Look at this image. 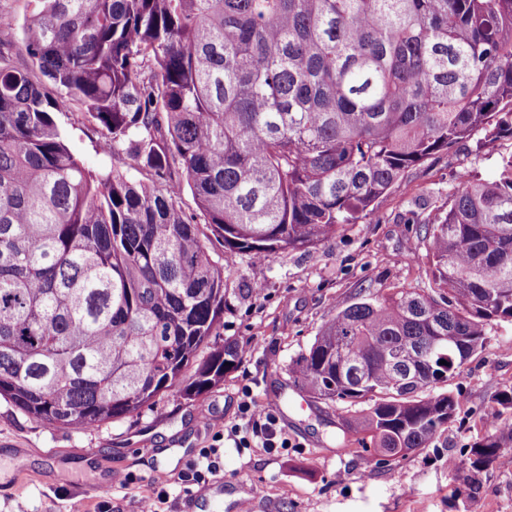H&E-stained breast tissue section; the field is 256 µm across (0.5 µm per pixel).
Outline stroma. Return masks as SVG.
Masks as SVG:
<instances>
[{
    "mask_svg": "<svg viewBox=\"0 0 512 512\" xmlns=\"http://www.w3.org/2000/svg\"><path fill=\"white\" fill-rule=\"evenodd\" d=\"M73 150L93 173L112 169L98 151L99 133L75 114L62 116ZM512 139L495 153L474 143L442 151L407 171L376 212L309 252L285 249L265 263L230 259L225 273L224 335L242 349L223 383L186 397L174 386L153 409L94 430L50 429L0 399V512H239L240 500L259 512H512V448L486 468L470 467L469 447L491 429L482 417L492 398L512 386V324L491 329L482 351L449 384L460 411L431 447L378 465L356 448L336 445V405L301 407L288 366L322 326L356 298L392 288L430 292L425 243L418 229L448 208L458 171L495 175ZM278 401V427L290 447L221 446L207 482L220 495L189 502L195 485L180 473L200 449L216 446L241 422L240 404ZM164 449L156 463L143 448Z\"/></svg>",
    "mask_w": 512,
    "mask_h": 512,
    "instance_id": "stroma-1",
    "label": "stroma"
}]
</instances>
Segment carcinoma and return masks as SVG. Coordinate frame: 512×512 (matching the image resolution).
Returning a JSON list of instances; mask_svg holds the SVG:
<instances>
[{"instance_id":"cac0c4a2","label":"carcinoma","mask_w":512,"mask_h":512,"mask_svg":"<svg viewBox=\"0 0 512 512\" xmlns=\"http://www.w3.org/2000/svg\"><path fill=\"white\" fill-rule=\"evenodd\" d=\"M13 26L0 12V397L50 428L138 416L193 363L185 395L224 382L229 259L309 251L426 158L512 135V0H33L17 49ZM74 107L144 179L85 169ZM498 165L425 229L431 292L358 298L288 369L377 464L431 446L459 409L442 386L512 323ZM510 409L512 388L485 416ZM511 446L476 439L471 467Z\"/></svg>"}]
</instances>
